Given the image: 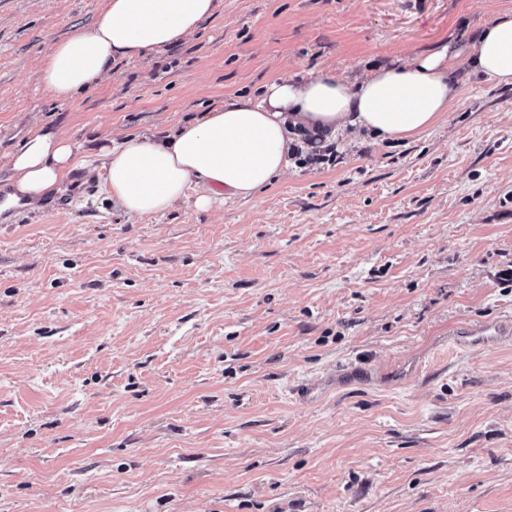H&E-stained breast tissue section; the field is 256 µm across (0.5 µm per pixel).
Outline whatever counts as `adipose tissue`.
<instances>
[{"label":"adipose tissue","instance_id":"ef3b65f1","mask_svg":"<svg viewBox=\"0 0 512 512\" xmlns=\"http://www.w3.org/2000/svg\"><path fill=\"white\" fill-rule=\"evenodd\" d=\"M216 7L217 0H105L93 24L53 43L38 81L54 100L72 102L109 77L113 62L166 51ZM458 55L445 44L353 84L325 75L279 76L259 96L214 107L162 137H106L90 151L32 128L9 156L10 189L0 212L36 206L76 169L102 179L112 200L137 216L163 212L188 197L201 210L251 199L287 171L302 133L328 139L366 130L381 140L403 141L435 125L458 98ZM462 55L469 75L512 86V13L486 19Z\"/></svg>","mask_w":512,"mask_h":512}]
</instances>
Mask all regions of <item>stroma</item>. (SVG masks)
<instances>
[{
  "instance_id": "1",
  "label": "stroma",
  "mask_w": 512,
  "mask_h": 512,
  "mask_svg": "<svg viewBox=\"0 0 512 512\" xmlns=\"http://www.w3.org/2000/svg\"><path fill=\"white\" fill-rule=\"evenodd\" d=\"M104 0H0V196L40 126L95 147L355 81L512 0H218L74 101L36 70ZM420 135L336 138L248 200L130 215L70 173L67 216L0 214V512H512V88L466 75ZM510 323H498L493 326L476 324L467 327L461 336H454L456 344L463 347L476 348L509 340L512 336Z\"/></svg>"
}]
</instances>
